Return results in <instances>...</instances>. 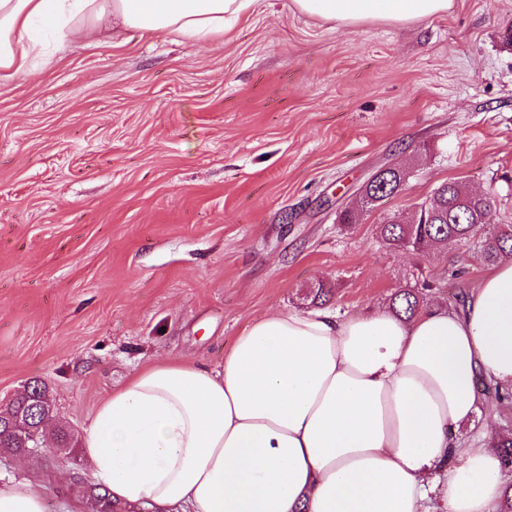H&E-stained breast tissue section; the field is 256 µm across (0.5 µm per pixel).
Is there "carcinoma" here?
Instances as JSON below:
<instances>
[{
	"label": "carcinoma",
	"mask_w": 512,
	"mask_h": 512,
	"mask_svg": "<svg viewBox=\"0 0 512 512\" xmlns=\"http://www.w3.org/2000/svg\"><path fill=\"white\" fill-rule=\"evenodd\" d=\"M403 175L391 169L375 184L366 188L360 198L361 210L369 212L383 206L402 189ZM381 240L390 248L427 254L429 246L446 249L452 245L472 243L488 264L512 255V224L492 223V199L475 194L457 182H444L421 208L409 214H395L378 225ZM391 310L411 317L420 307L419 295L410 288L398 289L389 302ZM53 413L47 390L35 382L16 397L0 416V450L8 453L27 452L42 443V433L14 431L19 419L33 426L43 415ZM502 472L512 476V429L502 430L500 442Z\"/></svg>",
	"instance_id": "cac0c4a2"
}]
</instances>
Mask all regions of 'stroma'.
<instances>
[{
	"instance_id": "obj_1",
	"label": "stroma",
	"mask_w": 512,
	"mask_h": 512,
	"mask_svg": "<svg viewBox=\"0 0 512 512\" xmlns=\"http://www.w3.org/2000/svg\"><path fill=\"white\" fill-rule=\"evenodd\" d=\"M38 37L34 73L0 81V410L39 382L71 445L0 452V478L44 479L47 512H95L83 438L143 367L219 365L320 282L344 319L425 281L427 305L478 286V247L392 250L385 217L451 180L512 224V0L349 27L258 0L205 42ZM386 165L401 192L360 211Z\"/></svg>"
}]
</instances>
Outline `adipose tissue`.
<instances>
[{
    "instance_id": "ef3b65f1",
    "label": "adipose tissue",
    "mask_w": 512,
    "mask_h": 512,
    "mask_svg": "<svg viewBox=\"0 0 512 512\" xmlns=\"http://www.w3.org/2000/svg\"><path fill=\"white\" fill-rule=\"evenodd\" d=\"M258 0H0V72H29L33 24L108 40L133 28L201 41ZM345 26L405 24L452 0H291ZM485 376L512 389V260L462 311L389 307L342 319L266 315L223 364L147 366L97 407L83 454L101 494L132 512H497L498 438L460 446ZM37 480L0 483V512H46Z\"/></svg>"
}]
</instances>
